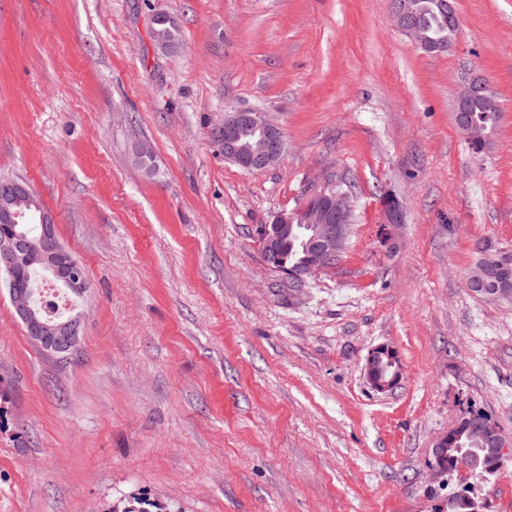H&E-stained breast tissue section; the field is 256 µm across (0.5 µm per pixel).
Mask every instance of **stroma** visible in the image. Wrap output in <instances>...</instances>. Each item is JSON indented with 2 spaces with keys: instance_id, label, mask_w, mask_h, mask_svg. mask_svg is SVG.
<instances>
[{
  "instance_id": "1",
  "label": "stroma",
  "mask_w": 512,
  "mask_h": 512,
  "mask_svg": "<svg viewBox=\"0 0 512 512\" xmlns=\"http://www.w3.org/2000/svg\"><path fill=\"white\" fill-rule=\"evenodd\" d=\"M453 5L431 55L391 0H0V178L89 284L61 359L0 282V512H448L464 484L512 512V460L430 467L470 411L512 436V301L466 285L479 247L512 250V0ZM474 77L503 112L479 153L454 121ZM239 110L280 128V164L225 160L212 130ZM327 184L352 188L350 233L296 284L259 230ZM382 344L386 393L363 375ZM410 0H398L394 2V18L397 27L410 38L418 47L429 53H443L452 44L435 41L428 38L413 18ZM385 345H380L376 348H374L368 355L367 359H366V363H365V367H364V376L368 382V384L372 387V388H375V390L377 391H380V392H387V391H391L393 388H395L400 380H401V377H402V364H401V361L400 359H398L397 361L396 360H393L392 361V365L395 366V378L397 380V383L396 385L392 386V387H389L387 385H381V384H378L374 378V375L372 373V366L374 364V361L376 359V356H377V353L380 352L383 347Z\"/></svg>"
}]
</instances>
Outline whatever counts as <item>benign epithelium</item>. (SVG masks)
<instances>
[{
	"label": "benign epithelium",
	"instance_id": "7a95c632",
	"mask_svg": "<svg viewBox=\"0 0 512 512\" xmlns=\"http://www.w3.org/2000/svg\"><path fill=\"white\" fill-rule=\"evenodd\" d=\"M397 27L418 47L429 53H443L451 44L428 38L413 18L409 0L394 2ZM483 81L473 79L464 88L455 110V124L462 135L471 128L466 109V98L478 92ZM252 130L260 140L255 148L245 152L240 146V133ZM212 136L224 148V159L232 160L244 170L262 173L276 165L283 155V138L278 127L270 123L258 110L224 113V120L212 130ZM26 189L20 184L0 186V224H15L19 217L14 206L21 202ZM351 216L348 197L330 188L317 191L316 196L294 213H282L261 230V241L267 264L292 280L305 281L336 260L347 239ZM41 231L37 238L23 234L0 239V271L6 275L10 299L16 315L22 321L27 336L48 353L66 355L77 347L81 335L84 313L70 303L64 313L54 319L41 315L33 298V291L25 280L28 267L36 265L50 276L64 291L81 295L85 292L83 277L75 256L58 241L52 216L39 211ZM295 224H312L315 235L311 239L303 261L293 267L286 266L278 252L279 240L292 232ZM383 346L368 355L364 376L368 384L380 392L391 387L376 382L372 366ZM467 421L490 435L498 444V464L512 458V439L505 436L492 419L472 415Z\"/></svg>",
	"mask_w": 512,
	"mask_h": 512
}]
</instances>
